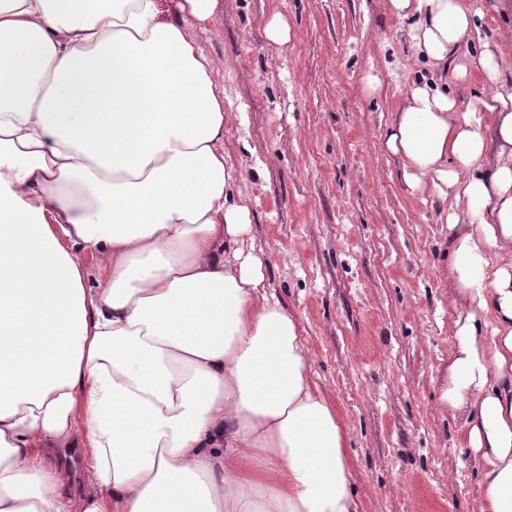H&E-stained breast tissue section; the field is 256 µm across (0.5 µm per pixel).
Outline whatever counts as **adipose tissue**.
<instances>
[{"label":"adipose tissue","instance_id":"obj_1","mask_svg":"<svg viewBox=\"0 0 512 512\" xmlns=\"http://www.w3.org/2000/svg\"><path fill=\"white\" fill-rule=\"evenodd\" d=\"M220 0H0V512H359L342 420L297 317L244 248L216 67ZM433 70L484 15L390 0ZM485 44L471 110L405 93L386 146L447 224L466 314L440 401L480 454L481 512H512V88ZM97 257L88 287L80 253ZM490 336H483V327ZM80 444V501L46 451Z\"/></svg>","mask_w":512,"mask_h":512}]
</instances>
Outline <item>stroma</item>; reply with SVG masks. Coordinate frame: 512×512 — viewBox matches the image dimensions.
<instances>
[{"instance_id":"35a3bbf8","label":"stroma","mask_w":512,"mask_h":512,"mask_svg":"<svg viewBox=\"0 0 512 512\" xmlns=\"http://www.w3.org/2000/svg\"><path fill=\"white\" fill-rule=\"evenodd\" d=\"M198 38L265 285L298 318L361 512H479L478 460L440 406L460 315L448 202L411 192L386 138L429 76L388 0H223ZM289 40L270 42L272 20Z\"/></svg>"}]
</instances>
